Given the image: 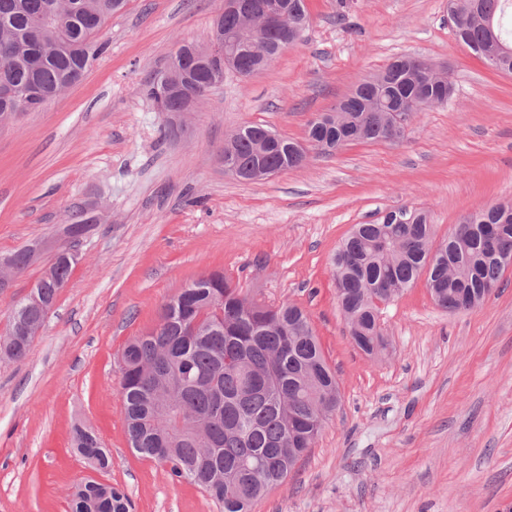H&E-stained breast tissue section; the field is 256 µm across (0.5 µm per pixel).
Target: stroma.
Returning <instances> with one entry per match:
<instances>
[{"label":"stroma","instance_id":"stroma-1","mask_svg":"<svg viewBox=\"0 0 512 512\" xmlns=\"http://www.w3.org/2000/svg\"><path fill=\"white\" fill-rule=\"evenodd\" d=\"M303 38L269 67L224 81L182 116L144 93L183 41L208 44L223 0H127L83 80L0 124V256L44 245L0 290V336L64 239L68 211L99 216L26 360H0V512H72L89 476L132 512H222L166 465L135 454L117 359L162 305L221 271L244 294L305 309L341 404L314 445L252 512H512V267L484 304L449 313L424 281L381 305L385 354L350 340L331 257L357 224L427 214L436 239L479 207L512 201V76L457 42L448 0H306ZM444 65L448 104L403 138L350 144L261 182L225 172V137L248 123L303 140L393 58ZM93 429L111 458L94 472L72 447Z\"/></svg>","mask_w":512,"mask_h":512}]
</instances>
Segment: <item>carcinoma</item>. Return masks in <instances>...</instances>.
Listing matches in <instances>:
<instances>
[{
	"mask_svg": "<svg viewBox=\"0 0 512 512\" xmlns=\"http://www.w3.org/2000/svg\"><path fill=\"white\" fill-rule=\"evenodd\" d=\"M113 0H71L70 10L45 18L56 0H0V113L22 112L21 102L35 93L44 99L85 76L106 52V44L80 17L93 11L112 13ZM457 13L454 28L460 43L486 59L494 30L512 49V0H448ZM212 69L203 67L180 89L159 93L157 80L146 95L161 112H180L185 98L209 88ZM438 101L414 103L409 57L392 60L341 100L331 129L316 118L304 140L329 134L325 152L350 143H378L404 136L403 124L392 125L401 108L412 116L443 105L453 85L442 79L431 88ZM272 130L246 124L224 143L241 167L266 163L290 170L300 167L306 149L281 137L279 148L265 141ZM97 216L78 208L68 216L65 240L32 287L31 295L13 308L0 357L24 360L43 328L58 291L78 261L74 244ZM33 247L12 254L13 274L33 265ZM337 302L352 342L362 351L386 350L375 299L402 295L420 277L441 309L457 312L467 294L495 286L512 265V203L483 206L465 216L448 237L434 244L433 225L415 212L411 223L384 218L357 224L332 260ZM119 380L124 424L130 447L142 458L169 467L173 478L185 479L207 493L224 512H251L253 503L281 484L299 458L311 448L340 401L336 373L327 363L309 316L298 306L266 305L241 294L224 273H210L202 288L171 297L161 322L135 336L121 352ZM95 433L75 426L74 448L91 465L105 471L109 456L102 444L91 448ZM95 503L97 512H129L126 494L108 487ZM96 486L84 481L72 493L74 512Z\"/></svg>",
	"mask_w": 512,
	"mask_h": 512,
	"instance_id": "cac0c4a2",
	"label": "carcinoma"
}]
</instances>
